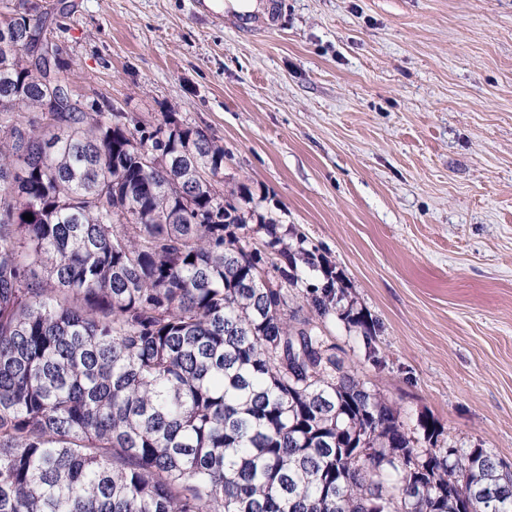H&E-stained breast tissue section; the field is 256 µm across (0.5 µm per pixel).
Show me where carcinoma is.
I'll use <instances>...</instances> for the list:
<instances>
[{
	"mask_svg": "<svg viewBox=\"0 0 512 512\" xmlns=\"http://www.w3.org/2000/svg\"><path fill=\"white\" fill-rule=\"evenodd\" d=\"M35 24L0 18V512H512L494 454L421 447L437 427L345 363L319 323L369 347L374 323L246 184L224 203L223 145L170 112L44 111Z\"/></svg>",
	"mask_w": 512,
	"mask_h": 512,
	"instance_id": "carcinoma-1",
	"label": "carcinoma"
}]
</instances>
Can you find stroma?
<instances>
[{"instance_id":"stroma-1","label":"stroma","mask_w":512,"mask_h":512,"mask_svg":"<svg viewBox=\"0 0 512 512\" xmlns=\"http://www.w3.org/2000/svg\"><path fill=\"white\" fill-rule=\"evenodd\" d=\"M72 94L223 145L376 322L323 331L406 426L512 467V0H64Z\"/></svg>"}]
</instances>
